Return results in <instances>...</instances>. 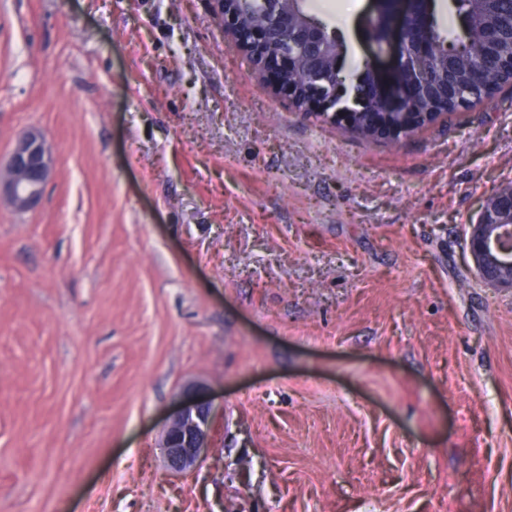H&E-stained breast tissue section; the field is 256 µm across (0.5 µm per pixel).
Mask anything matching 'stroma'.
Segmentation results:
<instances>
[{
	"label": "stroma",
	"mask_w": 512,
	"mask_h": 512,
	"mask_svg": "<svg viewBox=\"0 0 512 512\" xmlns=\"http://www.w3.org/2000/svg\"><path fill=\"white\" fill-rule=\"evenodd\" d=\"M389 71L377 0H305ZM0 512H512V288L470 224L512 87L365 138L259 79L216 0H0ZM189 389L196 467L160 444ZM49 174L50 159L42 137L27 132L13 148L10 178L5 183L0 181V193L5 191L17 209H31L39 201ZM161 448L171 471L181 474L198 462L212 425L210 403L188 398L169 417Z\"/></svg>",
	"instance_id": "35a3bbf8"
}]
</instances>
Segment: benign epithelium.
Segmentation results:
<instances>
[{"instance_id": "1", "label": "benign epithelium", "mask_w": 512, "mask_h": 512, "mask_svg": "<svg viewBox=\"0 0 512 512\" xmlns=\"http://www.w3.org/2000/svg\"><path fill=\"white\" fill-rule=\"evenodd\" d=\"M225 30L235 43L248 52L261 78L268 84L294 97L295 106L304 112L323 114L336 107L334 94L326 93L321 84L320 71L328 67L331 75L343 70V56L339 52L326 54L325 29L321 23L305 14L302 0H262L268 20L262 25L244 27L238 15L244 9L241 0H216ZM500 33L486 31L484 60L474 75L482 94L512 83L502 77L512 72V64L501 61L497 55ZM429 31L421 23L406 21L397 37L399 78L389 81L384 74L363 73L355 79V90L362 111L373 113V125H379L376 112H393L397 120L408 118L420 93L428 91L443 101H461L453 82L427 87L417 56L429 51ZM306 70L311 80L298 78ZM50 174V159L42 137L30 131L21 136L12 151L10 178L0 181V192H6L14 206L28 210L39 201ZM467 249L478 275L488 284L512 288V187L505 186L483 205L475 224L471 225ZM212 425L210 403L190 398L169 417L161 448L171 471L181 474L198 462Z\"/></svg>"}]
</instances>
